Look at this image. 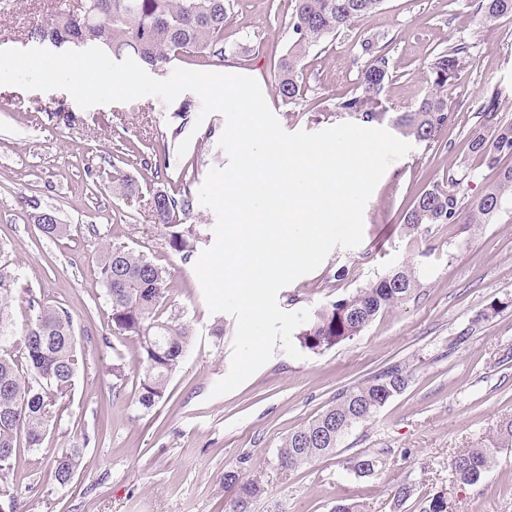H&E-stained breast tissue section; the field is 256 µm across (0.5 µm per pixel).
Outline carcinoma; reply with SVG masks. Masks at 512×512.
<instances>
[{
  "label": "carcinoma",
  "instance_id": "cac0c4a2",
  "mask_svg": "<svg viewBox=\"0 0 512 512\" xmlns=\"http://www.w3.org/2000/svg\"><path fill=\"white\" fill-rule=\"evenodd\" d=\"M383 0H291L293 41L279 63L276 93L284 105H297L306 95L303 60L310 48L353 26L375 11ZM233 0H86L85 13L77 16L59 7L34 21L25 33L31 42L56 48L99 47L121 60L132 58L151 68L181 56L224 60V25ZM474 15L483 24L512 15V0H474ZM367 60L360 71L358 92L338 109L363 123L389 118L403 136L432 148L442 144L441 134L452 121L448 88L456 83L470 46L452 43L432 55L427 64L429 90L417 105L405 112L380 111V94L390 79L386 55L374 50L372 40L361 43ZM469 149L484 164L497 170L496 182L470 200L460 186L469 172H448L446 180L422 191L403 215L409 231L434 224H455L462 213L466 223L485 224L503 202L512 198V165H501L512 153V119L503 117L498 102L491 99L479 113V129L472 133ZM194 161L185 164L171 188L157 191L154 212L163 225L171 250L188 259L196 251L197 235L181 216L192 207L191 176ZM35 222L42 235L61 237L67 225L57 222L52 211H41ZM100 274L110 305V323L116 335L138 339V382L135 402L151 410L166 395L168 381L181 367L193 336L183 312L173 309L162 317L169 288L166 269L144 253L122 245H108L100 259ZM418 280L409 268H398L313 313L298 339L316 354L360 335L381 311L410 300ZM19 289L9 266L0 264V343L15 336L11 308ZM20 355L0 353V477L9 475L21 449L43 447L58 419L56 405L72 390L83 361L77 349L70 313L60 306H44L19 336ZM410 381L404 363H393L354 386L339 392L325 410L288 433L277 450L284 469H296L335 453L342 439L356 425L370 420L385 404L401 394ZM512 447V419L501 422L492 436L450 464L453 481L477 483L498 460L504 448ZM83 449L63 448L52 452L45 493L69 487L82 465ZM379 467L375 457L357 456L350 470L371 475ZM224 484L235 487L225 512H252L262 489L240 479L238 472H224Z\"/></svg>",
  "mask_w": 512,
  "mask_h": 512
}]
</instances>
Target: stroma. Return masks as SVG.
I'll return each instance as SVG.
<instances>
[{"mask_svg": "<svg viewBox=\"0 0 512 512\" xmlns=\"http://www.w3.org/2000/svg\"><path fill=\"white\" fill-rule=\"evenodd\" d=\"M63 0H0V49H28L31 18ZM289 0H233L224 25L223 61L193 57L176 65L255 78L289 132H316L346 122L337 105L359 85V44L378 39L391 79L380 95L389 112L413 108L425 94L434 52L464 41L471 54L468 84L448 91L452 121L443 148L414 145L393 162L364 210V238L334 249L321 266L278 294L287 311L316 310L389 270L406 266L420 287L416 299L380 312L353 340L302 358L275 349L272 358L230 393L211 391L231 367L237 323L210 312L194 260H183L158 224L153 196L177 181L185 159L195 162L192 191L229 159L219 139L222 114L200 118L191 92L165 103L156 96L80 108L64 90L0 85V241H7L20 294L12 306L16 329L35 316L29 298L59 304L72 315L84 364L46 448L84 446L82 471L69 489L43 496L49 460L22 450L0 503L17 496L16 512H224L230 492L224 473L240 472L263 490L252 512H332L340 501L362 512H420L426 498L446 493L448 512H512V448L478 484L451 480L453 457L512 418V201L487 224H439L406 234L401 215L431 182L469 169L463 193L483 194L494 171L470 153L477 114L497 99L512 118V17L483 26L470 0H385L317 47L304 60L307 93L282 105L275 92L281 57L292 42ZM189 140L186 154L178 145ZM162 153L167 166L143 169L131 147ZM133 182L131 194L113 190L114 174ZM54 211L68 227L42 237L36 213ZM143 252L170 273L169 303L195 329L165 398L151 410L134 402L132 380H117L112 364L137 366L138 340L113 334L98 258L107 244ZM504 307L489 312L492 301ZM223 325V336L212 333ZM468 337H461V330ZM395 362L409 365L407 389L369 421L356 425L334 455L305 467L281 468L276 454L289 432L325 409L342 390ZM374 455L381 464L360 477L348 458ZM407 485L412 494L396 502Z\"/></svg>", "mask_w": 512, "mask_h": 512, "instance_id": "35a3bbf8", "label": "stroma"}]
</instances>
